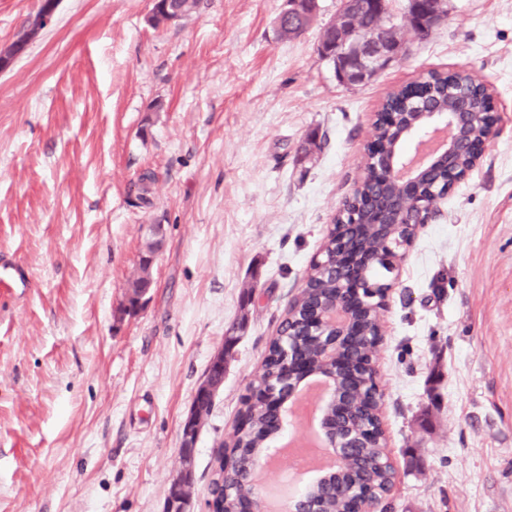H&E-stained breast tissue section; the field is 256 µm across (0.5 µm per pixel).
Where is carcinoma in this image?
Returning <instances> with one entry per match:
<instances>
[{
  "instance_id": "cac0c4a2",
  "label": "carcinoma",
  "mask_w": 512,
  "mask_h": 512,
  "mask_svg": "<svg viewBox=\"0 0 512 512\" xmlns=\"http://www.w3.org/2000/svg\"><path fill=\"white\" fill-rule=\"evenodd\" d=\"M196 0H163L158 11L153 13V24L162 23L161 15L164 9L174 10L184 8V12L192 11ZM351 10L357 26L362 30L375 31L391 40L402 41L400 27L391 21L389 13L379 14L370 5V0H351ZM317 11L308 8L303 16L291 22L282 21L279 29L280 38H292L303 33L315 19ZM350 40V32H340L333 26V22L326 23L320 35L325 52L320 57L332 65L336 79L346 86L356 85V79L347 69L349 63L336 61V41ZM467 105L469 112H488L491 109L484 88L474 83L463 72H431L427 95L406 100L398 97L391 98L386 108L400 115L398 124L393 128L379 130V136L387 143H392L399 134L404 122L406 112H418L423 108L437 112H449L456 103ZM447 183V172L437 171L429 176L422 188V206L424 211L438 209L437 198L442 196ZM394 187L380 181L370 165L364 166L362 176V193L371 194L378 198H386L393 194ZM357 215V223L366 225L363 233L362 249L371 254L387 251L388 242L382 229L374 226L377 217L369 211L350 208L340 215V219L352 220ZM333 237H328L323 246L324 253L320 261L311 263L306 273L305 288L300 296L294 299L291 309L285 311L279 325L277 336L273 337L267 346L266 356L261 371L250 383V388L261 391L274 387H282L281 374L278 368V358L285 354V350L292 349L307 358L312 369H321L322 343L314 340H302V319L305 313L316 303L336 296V274L330 268L327 254ZM376 299L373 293H365V306L360 310L363 319V329L366 335L361 340L348 346L346 358L354 363L359 373L365 371L364 364L376 359L378 340L382 339L383 322L381 311L375 306ZM355 409V418L369 425L374 431H379L380 415L377 406L369 399L368 392L360 395H350ZM244 411L249 418V426L245 429L236 428L230 437V442L241 449L239 456L240 471L244 472L251 464L253 458L266 448L267 437L274 429L273 418L252 398L243 401ZM380 448L377 442L370 441L360 448L351 449V462L349 466L336 475V478L317 495L316 504L320 512H346L349 507L348 491L352 488L366 491L379 499L384 498L391 490L390 469L379 459ZM253 487L245 486L241 482H227L222 474H217L210 483V495L218 505L217 512H238L240 496L244 491H251Z\"/></svg>"
}]
</instances>
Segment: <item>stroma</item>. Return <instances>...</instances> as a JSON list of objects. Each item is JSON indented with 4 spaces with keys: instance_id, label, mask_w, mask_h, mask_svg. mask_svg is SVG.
Returning <instances> with one entry per match:
<instances>
[{
    "instance_id": "1",
    "label": "stroma",
    "mask_w": 512,
    "mask_h": 512,
    "mask_svg": "<svg viewBox=\"0 0 512 512\" xmlns=\"http://www.w3.org/2000/svg\"><path fill=\"white\" fill-rule=\"evenodd\" d=\"M41 0H0V48ZM340 84L317 54L339 0L279 38L286 0H60L0 73V512H163L181 424L229 328L240 337L196 444L190 512L288 300L363 173L387 92L467 69L496 135L419 228L384 313L378 381L398 478L387 512H512V0H448L428 41ZM322 146L300 147L309 135ZM163 245L136 314L129 283ZM253 286L250 305L242 293Z\"/></svg>"
}]
</instances>
